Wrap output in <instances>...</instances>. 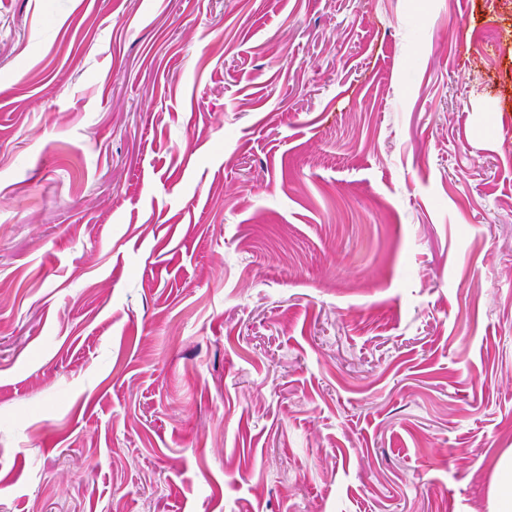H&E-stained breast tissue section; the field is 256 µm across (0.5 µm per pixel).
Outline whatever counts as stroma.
<instances>
[{
	"mask_svg": "<svg viewBox=\"0 0 512 512\" xmlns=\"http://www.w3.org/2000/svg\"><path fill=\"white\" fill-rule=\"evenodd\" d=\"M512 0H0V512H489Z\"/></svg>",
	"mask_w": 512,
	"mask_h": 512,
	"instance_id": "obj_1",
	"label": "stroma"
}]
</instances>
